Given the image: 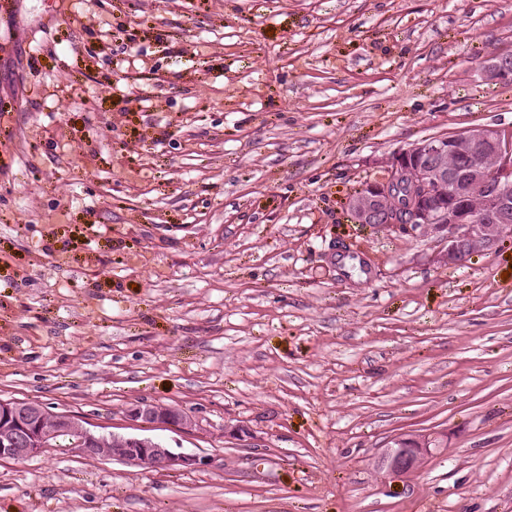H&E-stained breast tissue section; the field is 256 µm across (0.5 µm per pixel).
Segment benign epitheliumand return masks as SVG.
<instances>
[{
	"label": "benign epithelium",
	"mask_w": 512,
	"mask_h": 512,
	"mask_svg": "<svg viewBox=\"0 0 512 512\" xmlns=\"http://www.w3.org/2000/svg\"><path fill=\"white\" fill-rule=\"evenodd\" d=\"M487 79L512 82V54L500 55L483 66ZM418 163L410 190L400 195L401 179ZM482 192V207L469 206ZM346 211L354 224L392 227L401 212L410 223L433 233L446 246L445 259L461 264L478 251H492L512 226V139L490 126L419 140L393 154L379 181L347 197ZM145 428L167 425L189 430L194 421L185 412L151 401H139L127 411ZM46 411L36 403L0 399V463L37 456L57 446L61 434L77 437L83 456L104 457L150 471L195 468L204 464L196 455L178 452L149 438H122V447L104 448L103 438L67 414H55V425L43 427ZM426 448H388L381 457L389 473L401 476L419 462Z\"/></svg>",
	"instance_id": "1"
}]
</instances>
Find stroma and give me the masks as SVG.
Masks as SVG:
<instances>
[{"label": "stroma", "instance_id": "obj_1", "mask_svg": "<svg viewBox=\"0 0 512 512\" xmlns=\"http://www.w3.org/2000/svg\"><path fill=\"white\" fill-rule=\"evenodd\" d=\"M510 52L512 0H0V399L206 460L63 445L0 463V512H512V232L448 266L344 209L512 133ZM487 79L495 82H512V54L500 55L483 66ZM127 414L131 420L140 423L143 428L167 425L189 430L195 425L192 418L185 412L145 400L133 404ZM390 446L382 453L381 463L389 473L401 476L409 472L419 462L429 448H392Z\"/></svg>", "mask_w": 512, "mask_h": 512}]
</instances>
